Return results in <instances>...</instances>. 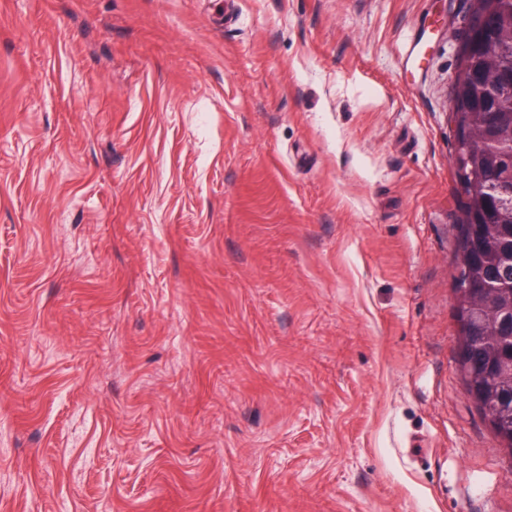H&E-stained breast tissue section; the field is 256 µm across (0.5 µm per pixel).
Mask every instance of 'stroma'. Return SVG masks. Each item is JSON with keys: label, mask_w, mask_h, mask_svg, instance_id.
Masks as SVG:
<instances>
[{"label": "stroma", "mask_w": 512, "mask_h": 512, "mask_svg": "<svg viewBox=\"0 0 512 512\" xmlns=\"http://www.w3.org/2000/svg\"><path fill=\"white\" fill-rule=\"evenodd\" d=\"M469 13L0 0V512H512L454 358Z\"/></svg>", "instance_id": "1"}]
</instances>
